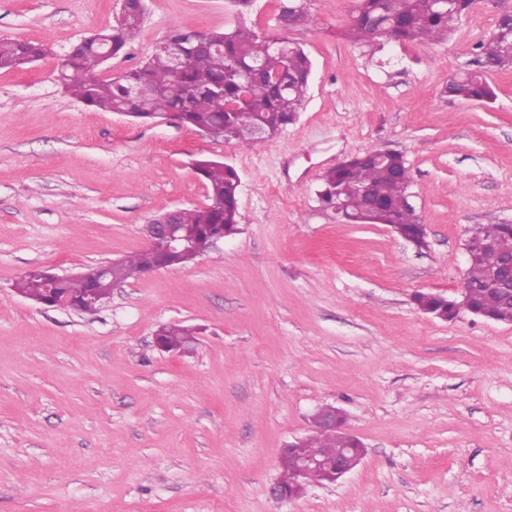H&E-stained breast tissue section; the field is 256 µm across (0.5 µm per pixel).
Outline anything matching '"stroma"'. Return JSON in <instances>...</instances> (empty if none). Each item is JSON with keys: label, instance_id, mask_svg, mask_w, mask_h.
I'll return each mask as SVG.
<instances>
[{"label": "stroma", "instance_id": "obj_1", "mask_svg": "<svg viewBox=\"0 0 512 512\" xmlns=\"http://www.w3.org/2000/svg\"><path fill=\"white\" fill-rule=\"evenodd\" d=\"M308 7L313 25L289 34L313 61L305 105L243 148L63 89L60 56L120 0H0V39L50 49L0 71V512H512V323L413 302L456 296L467 230L512 220V72L490 74V103L441 92L497 15L481 6L449 42L370 57L340 34L351 0ZM235 20L231 0H147L112 69L172 27ZM375 150L406 157L427 248L319 202L326 169ZM200 156L239 172L238 234L91 312L15 291L34 268L70 276L140 250L156 215L204 205ZM168 324L197 328L190 352L156 346ZM327 404L361 463L273 497L282 448Z\"/></svg>", "mask_w": 512, "mask_h": 512}]
</instances>
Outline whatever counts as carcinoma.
Returning <instances> with one entry per match:
<instances>
[{
    "mask_svg": "<svg viewBox=\"0 0 512 512\" xmlns=\"http://www.w3.org/2000/svg\"><path fill=\"white\" fill-rule=\"evenodd\" d=\"M237 21L223 30H193L175 26L161 38L183 50L187 65L174 71L167 48L157 44L152 54L119 77L103 75V54H125L145 15L144 0H123L112 25L73 44L58 62L65 89L84 104L128 118L149 122L165 112L179 114L183 125L197 129L221 128L223 140L249 147L245 132L258 128L272 140L294 123L304 107L311 83L313 62L303 46L288 38L295 28L308 27L313 17L307 0H275L278 37L263 35L245 25L254 0H232ZM473 9V0H352L344 35L369 56L390 43H440L454 33ZM479 69L451 75L443 87L450 99L491 102L496 93L486 75L512 71V26L496 23L476 47ZM49 53L41 42L30 39H0V70L29 65ZM192 169L207 189L205 205L185 208L180 227L198 242L199 254L210 248L209 240L239 224L240 175L219 159L202 157ZM411 176L401 153L383 159L370 152L358 153L326 171L321 177L318 199L350 224H416L418 216L409 202ZM512 245V224L479 226L477 253L468 263L465 279L470 287L474 315L505 321L509 308L505 296L490 285L497 267L498 250ZM197 254V255H199ZM197 255H166L146 248L124 258L85 267L76 275L51 280L41 273H28L15 290L39 304L50 305L51 289L80 298L100 286L108 287L144 274L150 269L187 267ZM421 305L456 316L452 301L439 294L418 293ZM159 342L167 351L190 348L193 331L180 325L163 326ZM348 438L327 429L313 430L293 448L283 450L282 468L293 481L297 461L316 457L329 463L341 457L350 466L358 464V452L347 450ZM307 483L335 482L336 471L326 466L303 476Z\"/></svg>",
    "mask_w": 512,
    "mask_h": 512,
    "instance_id": "cac0c4a2",
    "label": "carcinoma"
}]
</instances>
